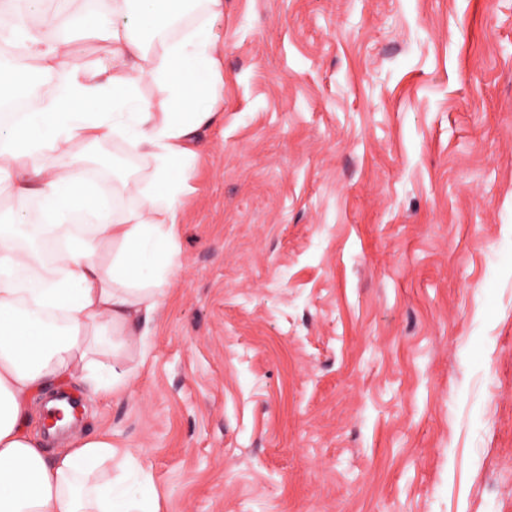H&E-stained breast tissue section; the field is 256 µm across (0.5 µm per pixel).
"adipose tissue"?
I'll list each match as a JSON object with an SVG mask.
<instances>
[{
  "label": "adipose tissue",
  "instance_id": "obj_1",
  "mask_svg": "<svg viewBox=\"0 0 512 512\" xmlns=\"http://www.w3.org/2000/svg\"><path fill=\"white\" fill-rule=\"evenodd\" d=\"M53 24L43 0H0V41L22 45L55 84L34 100L28 72L0 63V196L36 198L0 224V512H159L151 477L137 493L102 472L116 458L109 435L78 438L46 455L30 428L38 393L72 381L93 393L127 383L126 343L146 341L179 264L175 229L197 131L215 123L221 81L213 19L224 0H201L185 23L187 0H81ZM78 41L106 44L109 60L71 64ZM156 100L140 94L143 83ZM123 143L153 170L138 203L114 196L71 144ZM70 233L52 259L36 246L61 227ZM111 245L112 259L99 250Z\"/></svg>",
  "mask_w": 512,
  "mask_h": 512
}]
</instances>
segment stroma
<instances>
[{
  "label": "stroma",
  "instance_id": "1",
  "mask_svg": "<svg viewBox=\"0 0 512 512\" xmlns=\"http://www.w3.org/2000/svg\"><path fill=\"white\" fill-rule=\"evenodd\" d=\"M180 266L77 400L160 512H512V0H224ZM119 206L151 165L100 146Z\"/></svg>",
  "mask_w": 512,
  "mask_h": 512
}]
</instances>
